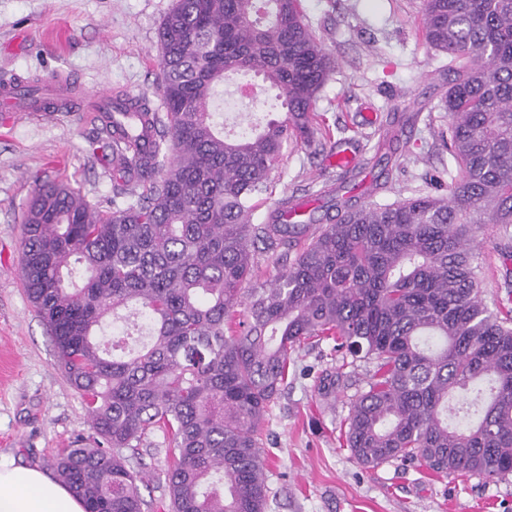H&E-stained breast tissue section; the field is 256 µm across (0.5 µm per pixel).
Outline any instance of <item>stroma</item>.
I'll use <instances>...</instances> for the list:
<instances>
[{
    "label": "stroma",
    "mask_w": 512,
    "mask_h": 512,
    "mask_svg": "<svg viewBox=\"0 0 512 512\" xmlns=\"http://www.w3.org/2000/svg\"><path fill=\"white\" fill-rule=\"evenodd\" d=\"M174 0H0V82L72 75L108 95L124 92L160 107L158 29ZM304 14L337 66L316 104L317 120L350 150L352 173L329 165V152L288 145L272 174V191L251 216L264 223L281 198L297 196L317 224H326L322 189L339 184L359 202L390 203L430 191L427 174L446 167L438 132L448 89L446 55L418 33L421 0H302ZM246 77L217 89L212 111L226 134L243 118L276 117L271 94L240 96ZM100 124L91 112L51 116L0 112V460L48 470L91 423L79 394L61 371L53 343L24 293L22 211L36 181L66 180L100 209L112 205L116 177L89 143ZM390 138L400 165L384 176L374 160ZM490 308L512 309V250L490 236L478 251ZM334 387L324 388L328 375ZM368 367L341 368L331 340L292 355L288 385L263 430L270 498L267 512H512V476L504 480L436 479L398 463L362 466L342 445L355 395ZM162 432L144 436L148 474L142 494L149 512H168L162 483L168 465Z\"/></svg>",
    "instance_id": "stroma-1"
}]
</instances>
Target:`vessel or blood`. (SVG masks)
Here are the masks:
<instances>
[{
	"label": "vessel or blood",
	"instance_id": "b4317fda",
	"mask_svg": "<svg viewBox=\"0 0 512 512\" xmlns=\"http://www.w3.org/2000/svg\"><path fill=\"white\" fill-rule=\"evenodd\" d=\"M99 98L75 89L69 78L61 73L53 75L40 90H32L20 83H0V108L20 109L24 112H72L97 110Z\"/></svg>",
	"mask_w": 512,
	"mask_h": 512
}]
</instances>
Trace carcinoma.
<instances>
[{
	"instance_id": "carcinoma-1",
	"label": "carcinoma",
	"mask_w": 512,
	"mask_h": 512,
	"mask_svg": "<svg viewBox=\"0 0 512 512\" xmlns=\"http://www.w3.org/2000/svg\"><path fill=\"white\" fill-rule=\"evenodd\" d=\"M420 24L448 57L453 168L429 177L444 194L357 203L326 185L337 218L319 231L282 215L295 196L251 223L285 145L336 147L313 126L336 59L301 0H176L159 31L165 114L119 92L90 142L143 191L103 211L68 182L36 186L23 287L91 420L94 445L51 461L86 512H145L138 444L154 430L170 436V512H266L263 425L315 336L336 342L338 370L372 365L344 435L358 464L512 475V310L484 302L473 249L477 228L512 239V0H422ZM249 72L281 116L228 138L215 87ZM260 256L277 273L249 288ZM110 316L143 321L149 342L101 340Z\"/></svg>"
}]
</instances>
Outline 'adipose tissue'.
<instances>
[{
  "mask_svg": "<svg viewBox=\"0 0 512 512\" xmlns=\"http://www.w3.org/2000/svg\"><path fill=\"white\" fill-rule=\"evenodd\" d=\"M0 512H85L68 486L35 467L0 462Z\"/></svg>",
  "mask_w": 512,
  "mask_h": 512,
  "instance_id": "1",
  "label": "adipose tissue"
}]
</instances>
